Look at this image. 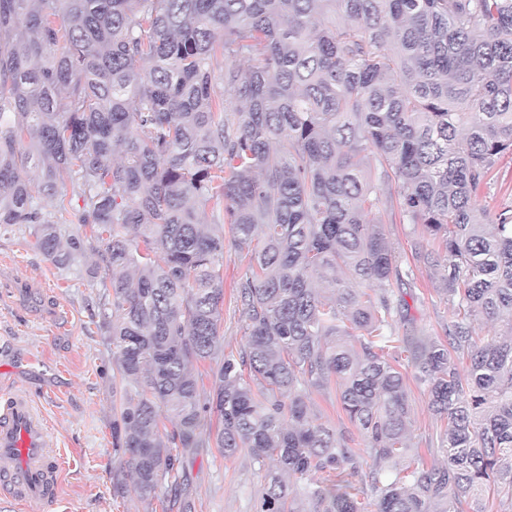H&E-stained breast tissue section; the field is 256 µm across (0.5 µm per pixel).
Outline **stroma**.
Here are the masks:
<instances>
[{
  "label": "stroma",
  "instance_id": "stroma-1",
  "mask_svg": "<svg viewBox=\"0 0 512 512\" xmlns=\"http://www.w3.org/2000/svg\"><path fill=\"white\" fill-rule=\"evenodd\" d=\"M477 204L489 214L512 206V156L500 160L481 187ZM399 265L407 273L393 287L406 302V317L396 333L423 331L446 337L455 319L452 303L440 290L423 254H439L437 241L421 225L385 223ZM29 228L0 230V389L33 397L47 421L55 450L64 461L59 497L50 505L31 504L23 512H146L133 489L115 494L112 483V345L100 328L105 289L91 278L104 246L88 245L69 265H54L34 245ZM225 351L247 342L237 289L249 275L232 244L224 246ZM402 372L411 403V445L427 463L439 461L437 439L444 424L429 408L428 395L415 371ZM310 408L332 425L348 445L364 441L343 413L335 387L312 390ZM179 481L163 480L161 497L169 512H256L265 472L247 451L224 458L217 448H202L182 459Z\"/></svg>",
  "mask_w": 512,
  "mask_h": 512
}]
</instances>
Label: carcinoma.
<instances>
[{"instance_id": "cac0c4a2", "label": "carcinoma", "mask_w": 512, "mask_h": 512, "mask_svg": "<svg viewBox=\"0 0 512 512\" xmlns=\"http://www.w3.org/2000/svg\"><path fill=\"white\" fill-rule=\"evenodd\" d=\"M506 155L512 0H0V227L30 225L55 263L104 242L113 489L128 472L149 507L212 418L224 457L274 465L260 512H366L347 480L366 458L375 512L512 501V208L476 206ZM68 183L63 250L40 201L66 212ZM382 185L444 252V341L395 335ZM226 224L250 268L235 354ZM479 315L505 331L473 335ZM402 353L444 422L438 465L407 460ZM332 383L362 449L310 415Z\"/></svg>"}]
</instances>
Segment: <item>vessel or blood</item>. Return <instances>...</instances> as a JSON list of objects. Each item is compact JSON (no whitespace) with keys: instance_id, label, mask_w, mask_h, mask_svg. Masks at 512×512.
<instances>
[{"instance_id":"1","label":"vessel or blood","mask_w":512,"mask_h":512,"mask_svg":"<svg viewBox=\"0 0 512 512\" xmlns=\"http://www.w3.org/2000/svg\"><path fill=\"white\" fill-rule=\"evenodd\" d=\"M53 445L45 419L36 415L25 394H0V487L15 503H52L58 497L63 461L51 455Z\"/></svg>"}]
</instances>
